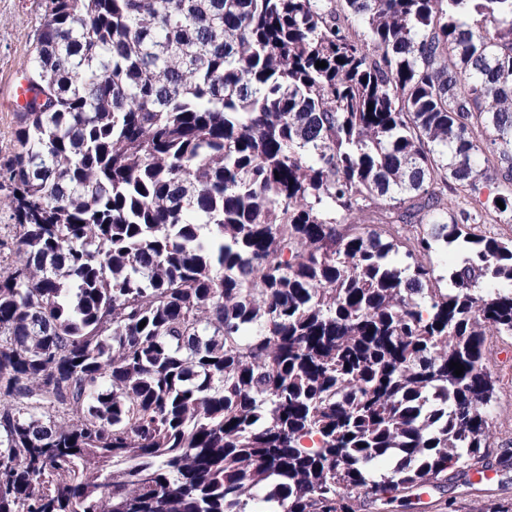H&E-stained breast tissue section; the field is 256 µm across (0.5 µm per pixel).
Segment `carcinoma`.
I'll return each mask as SVG.
<instances>
[{
	"label": "carcinoma",
	"mask_w": 512,
	"mask_h": 512,
	"mask_svg": "<svg viewBox=\"0 0 512 512\" xmlns=\"http://www.w3.org/2000/svg\"><path fill=\"white\" fill-rule=\"evenodd\" d=\"M26 69L0 512H386L485 447L512 0H45Z\"/></svg>",
	"instance_id": "carcinoma-1"
}]
</instances>
